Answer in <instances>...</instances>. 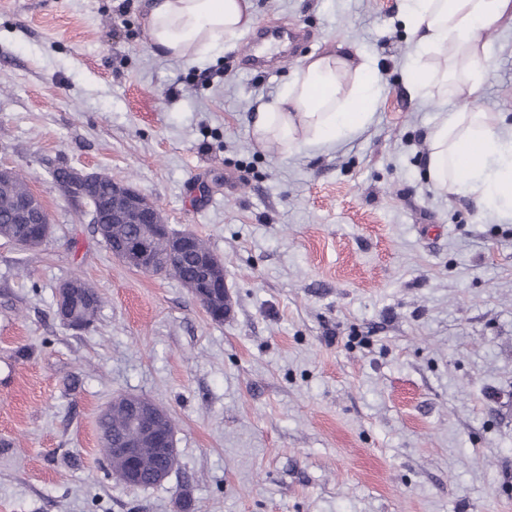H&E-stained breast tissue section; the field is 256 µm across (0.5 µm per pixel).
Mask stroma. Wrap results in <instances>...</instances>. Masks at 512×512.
Instances as JSON below:
<instances>
[{
	"label": "stroma",
	"instance_id": "35a3bbf8",
	"mask_svg": "<svg viewBox=\"0 0 512 512\" xmlns=\"http://www.w3.org/2000/svg\"><path fill=\"white\" fill-rule=\"evenodd\" d=\"M308 40L257 74L240 49L192 63L146 42L145 0H0V164L52 219L0 238V512H512V223L425 178L438 113L512 125V21L484 31L477 96H414L400 0H253ZM377 65L372 122L328 148L252 136L307 58ZM148 195L224 263L212 321L172 276L127 267L52 179ZM103 303L75 331L56 288ZM171 416L160 484L114 479L97 421L116 396ZM79 280L72 279L61 283L55 291L56 300L60 307V318L61 320L71 329L82 330L78 326V322L74 317V314H70V309L73 306L76 295L75 291L78 286Z\"/></svg>",
	"mask_w": 512,
	"mask_h": 512
}]
</instances>
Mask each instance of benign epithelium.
<instances>
[{
    "mask_svg": "<svg viewBox=\"0 0 512 512\" xmlns=\"http://www.w3.org/2000/svg\"><path fill=\"white\" fill-rule=\"evenodd\" d=\"M100 182L112 185V195L106 204V210L114 219L123 224H141L143 231L140 239L128 247H121L118 256L129 266L145 273H154L169 263V253L161 251V245L170 240L177 244H189L193 233H176L162 219L157 205L142 191L123 182H117L110 176L76 168H68L55 178L62 196L83 207V213L91 224H102L105 217L90 197L92 187ZM16 219L25 224L43 225V239L51 233L50 218L41 200L32 192L17 199ZM200 276L186 282L191 294L211 305V313L217 320L224 319L230 309V295L224 280V265L212 250H199L196 259ZM78 280L61 283L55 291L60 307V318L70 328L79 329L74 315L70 314L76 295ZM136 412L135 432L127 439H118L109 449L108 461H118L121 466L111 469L112 476L130 487L141 486V450L144 445L154 446L156 454L169 463L177 460L174 432L166 436L158 433V426L166 419L167 413L156 404L130 397Z\"/></svg>",
    "mask_w": 512,
    "mask_h": 512,
    "instance_id": "1",
    "label": "benign epithelium"
}]
</instances>
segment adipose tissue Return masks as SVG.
Returning a JSON list of instances; mask_svg holds the SVG:
<instances>
[{
    "label": "adipose tissue",
    "mask_w": 512,
    "mask_h": 512,
    "mask_svg": "<svg viewBox=\"0 0 512 512\" xmlns=\"http://www.w3.org/2000/svg\"><path fill=\"white\" fill-rule=\"evenodd\" d=\"M147 43L193 62L237 46L255 25L252 0H147ZM415 52L405 81L419 97L473 96L483 80L481 34L512 17V0H401ZM382 94L373 62L358 53L307 60L258 113L256 141L287 151L332 146L363 130ZM427 178L441 193H466L512 221V131L477 109L439 113L428 134Z\"/></svg>",
    "instance_id": "obj_1"
}]
</instances>
